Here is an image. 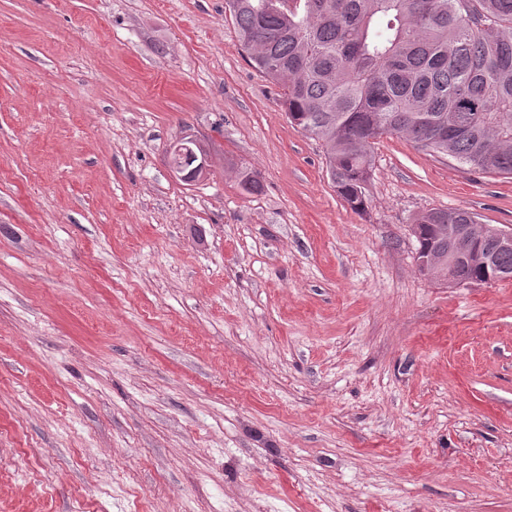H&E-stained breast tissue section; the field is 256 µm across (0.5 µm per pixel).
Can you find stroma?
Returning a JSON list of instances; mask_svg holds the SVG:
<instances>
[{
    "label": "stroma",
    "instance_id": "stroma-1",
    "mask_svg": "<svg viewBox=\"0 0 512 512\" xmlns=\"http://www.w3.org/2000/svg\"><path fill=\"white\" fill-rule=\"evenodd\" d=\"M224 6L0 0V512H512V279L411 232L512 178L385 136L352 211Z\"/></svg>",
    "mask_w": 512,
    "mask_h": 512
}]
</instances>
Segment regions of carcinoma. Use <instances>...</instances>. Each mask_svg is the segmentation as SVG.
<instances>
[{
	"label": "carcinoma",
	"mask_w": 512,
	"mask_h": 512,
	"mask_svg": "<svg viewBox=\"0 0 512 512\" xmlns=\"http://www.w3.org/2000/svg\"><path fill=\"white\" fill-rule=\"evenodd\" d=\"M252 66L281 88L290 123L320 139L330 180L365 210L373 148L396 135L471 171L512 176V0H225ZM456 208L414 220L431 279L512 277V247Z\"/></svg>",
	"instance_id": "obj_1"
}]
</instances>
